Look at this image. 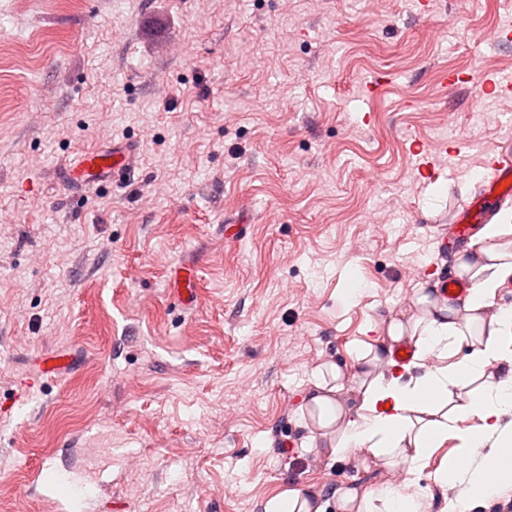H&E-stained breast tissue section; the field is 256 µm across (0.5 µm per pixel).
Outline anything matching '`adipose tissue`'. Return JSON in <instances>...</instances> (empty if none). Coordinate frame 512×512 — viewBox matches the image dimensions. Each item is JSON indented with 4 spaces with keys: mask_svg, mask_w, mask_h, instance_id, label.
<instances>
[{
    "mask_svg": "<svg viewBox=\"0 0 512 512\" xmlns=\"http://www.w3.org/2000/svg\"><path fill=\"white\" fill-rule=\"evenodd\" d=\"M457 272L471 283L462 305L435 289L389 314L381 341L365 345L359 357L356 381L331 368L329 377H316L305 407L332 461L356 459L383 473L416 470L442 442L456 439L435 479L459 486L461 512H472L479 501L512 490L511 466L500 468L495 482L483 476L494 457L512 453V426L501 423L512 412V310L495 305L499 288L512 278L511 207L484 226ZM402 342L412 344L414 355L399 369L392 350ZM463 345L469 352L461 357ZM431 357L437 364L429 369ZM501 364L507 372L490 374ZM469 418L474 426L461 428ZM338 498L343 512H421L424 495L408 482L400 489L346 488Z\"/></svg>",
    "mask_w": 512,
    "mask_h": 512,
    "instance_id": "1",
    "label": "adipose tissue"
}]
</instances>
